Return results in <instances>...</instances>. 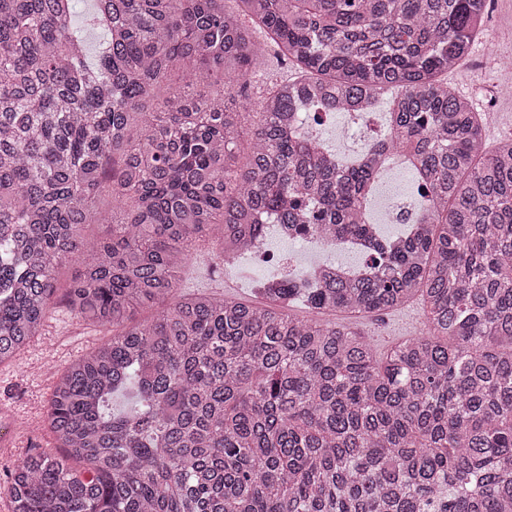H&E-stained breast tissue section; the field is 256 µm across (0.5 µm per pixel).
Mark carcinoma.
Segmentation results:
<instances>
[{
	"label": "carcinoma",
	"mask_w": 512,
	"mask_h": 512,
	"mask_svg": "<svg viewBox=\"0 0 512 512\" xmlns=\"http://www.w3.org/2000/svg\"><path fill=\"white\" fill-rule=\"evenodd\" d=\"M233 2L97 6L90 64L75 0H0V365L39 334L73 258L67 306L121 327L57 375L62 453L16 466L13 512H512V139L487 150L480 114L438 79L486 0ZM268 43L298 76L262 100L241 166L242 91ZM393 90L357 167L303 132ZM394 157L426 207L385 236L365 201ZM268 224L359 238L363 271L325 262L258 281L257 303H166L203 243L234 256ZM417 296L425 334L382 356L318 319ZM298 301L317 317L291 315Z\"/></svg>",
	"instance_id": "carcinoma-1"
}]
</instances>
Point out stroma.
<instances>
[{
	"label": "stroma",
	"mask_w": 512,
	"mask_h": 512,
	"mask_svg": "<svg viewBox=\"0 0 512 512\" xmlns=\"http://www.w3.org/2000/svg\"><path fill=\"white\" fill-rule=\"evenodd\" d=\"M512 57V0H488L484 34L476 40L465 61L445 74L444 79L461 96L470 100L482 118L487 148H495L512 138V70L503 68L502 60ZM296 70L274 54H267L255 69L248 89L245 128L260 119V102L280 81L294 78ZM413 175L402 161H392L381 173L372 196L369 212L382 234L397 236L401 225L386 223L382 201L393 194H414ZM298 253V265L308 270L326 261L325 253L305 249L302 242L276 235L268 236L262 255L254 257L249 274L224 269L212 252L191 258L180 275V294L200 292L221 294L243 301L252 300L248 275H271L275 258L284 252ZM327 321L354 327L377 349L385 352L399 341L420 335L424 328V310L413 301L379 316L350 317L327 314ZM112 336L108 327L90 324L75 315L62 298H55L40 331L17 357L0 365V415L13 423L12 430L0 434V512H12L5 490L9 473L29 453H55L56 442L46 428V417L54 380L43 376L44 366L58 373L80 355L105 343Z\"/></svg>",
	"instance_id": "35a3bbf8"
}]
</instances>
